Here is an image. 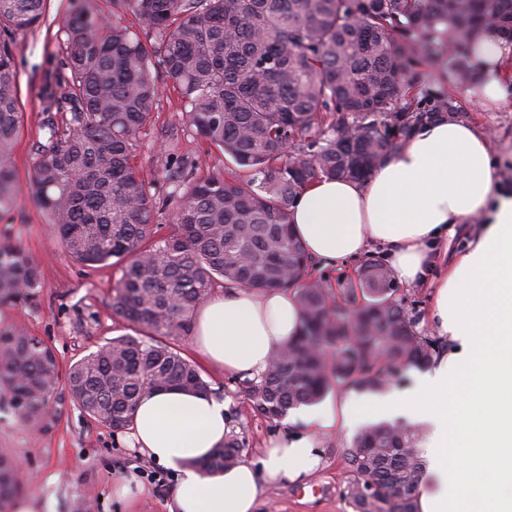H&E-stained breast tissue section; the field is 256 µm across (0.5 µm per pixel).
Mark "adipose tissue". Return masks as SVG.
Segmentation results:
<instances>
[{
	"mask_svg": "<svg viewBox=\"0 0 512 512\" xmlns=\"http://www.w3.org/2000/svg\"><path fill=\"white\" fill-rule=\"evenodd\" d=\"M479 70L466 96L487 109L512 96V45L494 27L476 38ZM480 223L468 250L428 275L431 247L454 225ZM295 236L325 265L346 267L381 248L396 282L433 283L434 323L448 349L413 390L319 405L316 431L377 413L429 423L424 451L437 483L418 512H512V188L499 183L484 132L448 117L416 127L363 181L318 179L291 210ZM294 293L229 289L195 319L196 350L225 372L257 376L278 346L296 336ZM230 431L223 402L176 390L144 395L123 437L130 452L176 474V512H255L265 484L295 480L319 463L313 434L285 436L259 462L199 469Z\"/></svg>",
	"mask_w": 512,
	"mask_h": 512,
	"instance_id": "adipose-tissue-1",
	"label": "adipose tissue"
}]
</instances>
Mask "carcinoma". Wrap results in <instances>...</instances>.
<instances>
[{
  "mask_svg": "<svg viewBox=\"0 0 512 512\" xmlns=\"http://www.w3.org/2000/svg\"><path fill=\"white\" fill-rule=\"evenodd\" d=\"M45 0H0V208L14 202L7 146L19 111L13 36L40 22ZM105 22L87 3L65 19L64 61L48 85L49 112L33 183L63 251L94 267L115 260L112 311L132 330L71 364L34 336L0 330V386L17 423L46 426L59 380L94 421L118 433L143 393L213 394L181 352L193 315L218 288H292L298 334L257 378L238 383L253 412L276 421L333 386L378 390L390 369L425 367L436 340L417 332L392 272L366 261L361 300L329 304L330 288L290 230L291 209L318 179L367 177L413 128L457 111L449 97L418 96L406 76L414 58L440 53L457 80H471L475 36L494 26L512 39V0H112ZM132 14L137 26L126 23ZM153 33L148 48L140 32ZM183 105L182 127L248 171L243 179L198 177L176 166L183 188L174 227L154 224L161 186L134 166L161 83ZM64 89L56 96L54 86ZM41 285L37 264L0 242V300ZM419 431L382 421L344 452L359 512H417L426 462ZM227 436L207 472L241 461ZM19 490L13 461L0 456V512Z\"/></svg>",
  "mask_w": 512,
  "mask_h": 512,
  "instance_id": "carcinoma-1",
  "label": "carcinoma"
}]
</instances>
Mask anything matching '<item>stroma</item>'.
<instances>
[{
    "label": "stroma",
    "mask_w": 512,
    "mask_h": 512,
    "mask_svg": "<svg viewBox=\"0 0 512 512\" xmlns=\"http://www.w3.org/2000/svg\"><path fill=\"white\" fill-rule=\"evenodd\" d=\"M76 3L46 0L39 26L16 37L13 52L22 119L11 146L14 205L0 212V239L31 255L41 274V286L29 300L0 304V328L21 329L38 337L64 369L124 332L110 306L118 267L91 270L70 260L56 241L31 180L38 148L46 140L44 88L61 67L62 23ZM410 71L421 93L453 98L459 117L479 124L497 161L500 182L512 187V99L496 111L482 112L468 102L447 63L415 61ZM181 112L178 91L163 87L154 123L139 137L134 163L140 173L149 180H165L156 153L162 145L175 157L198 164L201 175L237 176L240 169L229 157L183 130ZM199 367L224 400L231 427L243 437L244 461H258L268 441L282 433L311 432V424L304 419L305 408L292 410L278 421L256 416L238 391L237 377L204 361ZM51 404L55 420L49 427L21 425L14 420L7 392L0 391V455L14 461L21 494L37 495L49 512H75L76 502L83 498L93 503L94 512H170L171 486L160 488L138 475L139 470H152L151 461L118 446L111 428L83 413L65 386H58ZM360 429L357 422L340 424L333 432L317 435L319 468L308 477L266 487L256 512H356L348 495L351 474L342 451L350 447ZM121 476L138 484L139 492L119 497L115 483Z\"/></svg>",
    "instance_id": "35a3bbf8"
}]
</instances>
